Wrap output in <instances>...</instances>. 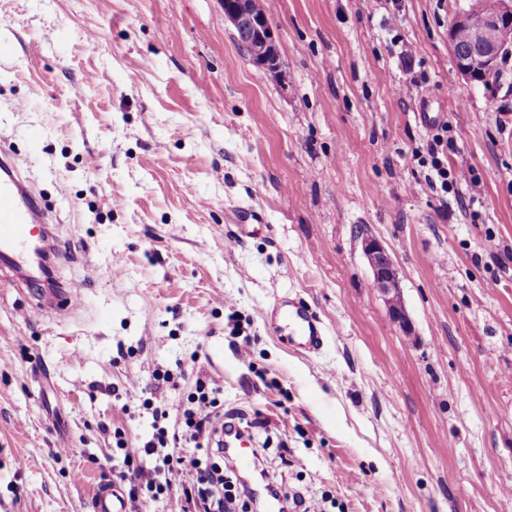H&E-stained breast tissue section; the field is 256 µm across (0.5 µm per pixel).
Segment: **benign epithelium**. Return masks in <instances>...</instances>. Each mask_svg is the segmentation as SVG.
I'll use <instances>...</instances> for the list:
<instances>
[{"mask_svg":"<svg viewBox=\"0 0 512 512\" xmlns=\"http://www.w3.org/2000/svg\"><path fill=\"white\" fill-rule=\"evenodd\" d=\"M224 19L235 30L249 34L244 45L246 55L264 74L277 72L279 56L274 31L266 18H256L248 0H223ZM457 26H473L482 35L480 43L469 49L452 48L458 71L469 80L483 81L494 76L500 57L512 49V0H495L491 13H473L464 9L454 17ZM361 249L372 272L373 286L390 302V319L404 331L409 323L395 303L399 281L394 262L376 237L361 233Z\"/></svg>","mask_w":512,"mask_h":512,"instance_id":"obj_1","label":"benign epithelium"}]
</instances>
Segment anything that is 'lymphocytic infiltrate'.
<instances>
[{
  "label": "lymphocytic infiltrate",
  "mask_w": 512,
  "mask_h": 512,
  "mask_svg": "<svg viewBox=\"0 0 512 512\" xmlns=\"http://www.w3.org/2000/svg\"><path fill=\"white\" fill-rule=\"evenodd\" d=\"M219 393L217 383L200 380L194 392L171 408L129 393L128 402L150 409L153 419L139 464L118 473L120 481L130 484L133 512H153L159 497L173 491L180 499L179 512H232L223 469L204 462L213 453V434L223 428Z\"/></svg>",
  "instance_id": "1"
}]
</instances>
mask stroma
I'll return each mask as SVG.
<instances>
[{"mask_svg":"<svg viewBox=\"0 0 512 512\" xmlns=\"http://www.w3.org/2000/svg\"><path fill=\"white\" fill-rule=\"evenodd\" d=\"M466 2L265 0L266 77L221 0H0V147L27 155L56 285L82 294L46 313L0 267V512H92L109 427L134 457L149 429L127 393L210 378L311 512H512V57L458 74ZM423 112L448 129L446 194ZM283 297L317 313L320 351L273 327ZM360 238L362 253L372 272L373 286L380 290L388 302H391L388 308L390 319L404 331L409 332V323L403 310L394 303L399 295L400 286L391 256L376 237L362 232Z\"/></svg>","mask_w":512,"mask_h":512,"instance_id":"35a3bbf8","label":"stroma"}]
</instances>
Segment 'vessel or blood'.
Here are the masks:
<instances>
[{
    "label": "vessel or blood",
    "mask_w": 512,
    "mask_h": 512,
    "mask_svg": "<svg viewBox=\"0 0 512 512\" xmlns=\"http://www.w3.org/2000/svg\"><path fill=\"white\" fill-rule=\"evenodd\" d=\"M23 156L0 153V260L28 267L32 249L48 234L47 219L41 211L36 193L24 183ZM280 317L290 327V338L310 350L320 349L324 334L316 314L302 306L284 303ZM93 512H125L124 498L117 487H101L94 494Z\"/></svg>",
    "instance_id": "1"
}]
</instances>
